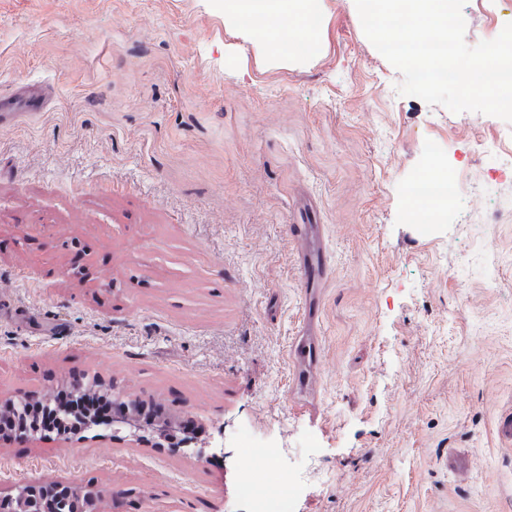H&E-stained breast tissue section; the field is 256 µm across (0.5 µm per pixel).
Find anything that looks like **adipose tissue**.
<instances>
[{"label": "adipose tissue", "instance_id": "ef3b65f1", "mask_svg": "<svg viewBox=\"0 0 512 512\" xmlns=\"http://www.w3.org/2000/svg\"><path fill=\"white\" fill-rule=\"evenodd\" d=\"M313 4L314 0H224L223 9L243 33L260 35L267 54L275 57L286 47L304 53L319 45L321 28Z\"/></svg>", "mask_w": 512, "mask_h": 512}]
</instances>
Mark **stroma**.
<instances>
[{
    "label": "stroma",
    "mask_w": 512,
    "mask_h": 512,
    "mask_svg": "<svg viewBox=\"0 0 512 512\" xmlns=\"http://www.w3.org/2000/svg\"><path fill=\"white\" fill-rule=\"evenodd\" d=\"M316 11L319 50L272 59L216 0H0L21 103L0 118V404L94 379L192 435L0 438L1 495L42 477L121 490L115 512H251L261 446L272 477L321 468L293 512H512V123L400 94L353 0ZM462 13L473 47L512 0ZM434 164L463 196L422 224L408 186ZM327 265L324 255L315 258L304 257L300 265V278L305 285L306 292L318 284L326 273ZM321 349L315 336H296L288 349V361L295 386L306 392L315 383L314 372L319 363Z\"/></svg>",
    "instance_id": "35a3bbf8"
}]
</instances>
